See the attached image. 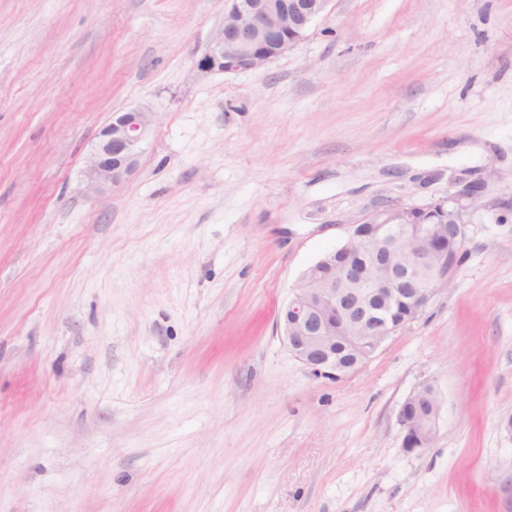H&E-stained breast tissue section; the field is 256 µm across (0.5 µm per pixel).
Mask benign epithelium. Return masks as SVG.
I'll return each mask as SVG.
<instances>
[{
    "label": "benign epithelium",
    "instance_id": "benign-epithelium-1",
    "mask_svg": "<svg viewBox=\"0 0 512 512\" xmlns=\"http://www.w3.org/2000/svg\"><path fill=\"white\" fill-rule=\"evenodd\" d=\"M332 0H224V23L215 31L203 70L232 72L261 67L296 47ZM153 125V113L123 112L100 133L87 169L88 187L102 193L136 169ZM480 190L467 185L435 202L391 203L350 225L345 242L311 265L292 288L280 317L291 354L313 375L341 378L361 368L387 338L418 318L448 287V247L461 250L466 217ZM355 336L358 356L340 363L336 337ZM442 401L430 384L398 409L408 452L435 439Z\"/></svg>",
    "mask_w": 512,
    "mask_h": 512
}]
</instances>
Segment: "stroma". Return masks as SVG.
<instances>
[{
  "label": "stroma",
  "mask_w": 512,
  "mask_h": 512,
  "mask_svg": "<svg viewBox=\"0 0 512 512\" xmlns=\"http://www.w3.org/2000/svg\"><path fill=\"white\" fill-rule=\"evenodd\" d=\"M223 20L0 0V512H512V0H333L265 66L202 70ZM132 109L155 115L135 172L88 191ZM470 181L448 288L313 375L277 328L304 270ZM442 401L432 385L413 392L398 409V421L404 431L407 452H421L431 447L437 431Z\"/></svg>",
  "instance_id": "obj_1"
}]
</instances>
